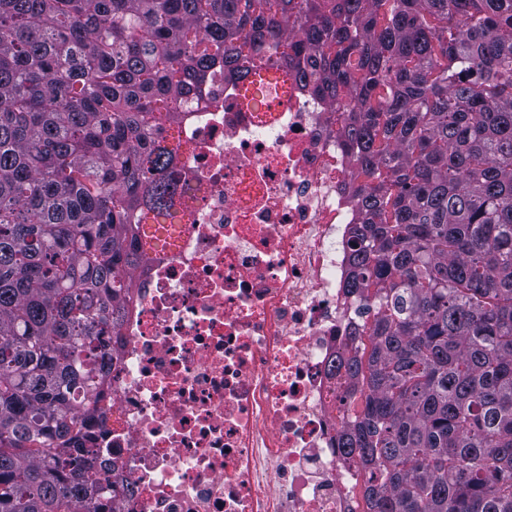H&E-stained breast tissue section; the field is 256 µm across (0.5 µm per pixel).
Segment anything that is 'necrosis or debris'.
<instances>
[{"label": "necrosis or debris", "mask_w": 512, "mask_h": 512, "mask_svg": "<svg viewBox=\"0 0 512 512\" xmlns=\"http://www.w3.org/2000/svg\"><path fill=\"white\" fill-rule=\"evenodd\" d=\"M161 136L186 190L111 343L95 446L132 487L118 512H363L330 371L362 323L334 106L298 85L251 112L222 81Z\"/></svg>", "instance_id": "1"}]
</instances>
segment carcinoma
<instances>
[{
	"mask_svg": "<svg viewBox=\"0 0 512 512\" xmlns=\"http://www.w3.org/2000/svg\"><path fill=\"white\" fill-rule=\"evenodd\" d=\"M339 112L372 321L332 373L366 512H512V0H0V512H109L98 404L158 133L218 76Z\"/></svg>",
	"mask_w": 512,
	"mask_h": 512,
	"instance_id": "1",
	"label": "carcinoma"
}]
</instances>
